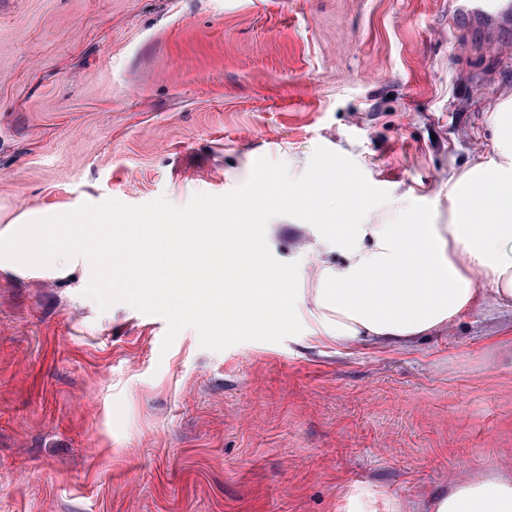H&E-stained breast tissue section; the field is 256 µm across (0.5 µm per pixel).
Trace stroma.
<instances>
[{
  "instance_id": "35a3bbf8",
  "label": "stroma",
  "mask_w": 512,
  "mask_h": 512,
  "mask_svg": "<svg viewBox=\"0 0 512 512\" xmlns=\"http://www.w3.org/2000/svg\"><path fill=\"white\" fill-rule=\"evenodd\" d=\"M449 0H0V225L113 198L181 206L263 156L302 175L351 158L406 221H448L450 173L491 158L512 23ZM313 230L275 258L313 287ZM65 280L0 273V512H346L406 506L457 475L512 478V305L415 345L222 351ZM455 13L469 21L481 24L498 23L508 24L509 16L499 11L493 0H459L450 5Z\"/></svg>"
}]
</instances>
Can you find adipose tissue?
<instances>
[{
    "instance_id": "obj_1",
    "label": "adipose tissue",
    "mask_w": 512,
    "mask_h": 512,
    "mask_svg": "<svg viewBox=\"0 0 512 512\" xmlns=\"http://www.w3.org/2000/svg\"><path fill=\"white\" fill-rule=\"evenodd\" d=\"M490 119L499 158L449 176L448 223L406 224L402 208L395 224L357 215L348 224L320 225L309 246L318 260L305 309L317 339L407 346L484 303L474 286L479 277L490 284L494 303H512V98ZM487 212L496 220L489 232L475 222ZM121 230L89 221L81 234H71L52 206L21 215L0 227V272L66 279L90 266L94 277L79 280V288L112 287L124 273L127 248L113 249L102 264L96 256ZM333 249L341 264L325 260ZM412 512H512V480L497 473L455 477Z\"/></svg>"
}]
</instances>
